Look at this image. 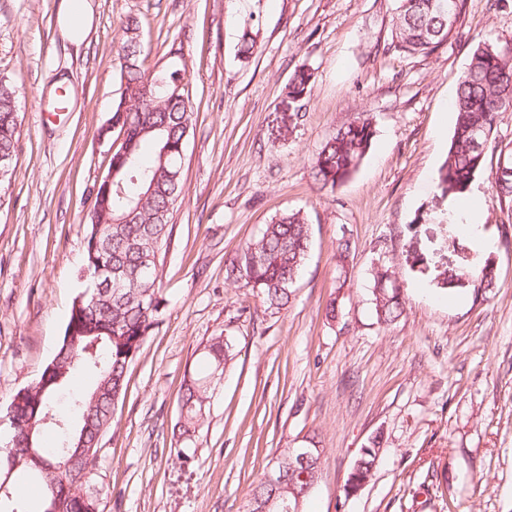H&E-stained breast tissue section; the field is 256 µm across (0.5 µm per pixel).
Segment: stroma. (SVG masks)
<instances>
[{"label":"stroma","instance_id":"1","mask_svg":"<svg viewBox=\"0 0 512 512\" xmlns=\"http://www.w3.org/2000/svg\"><path fill=\"white\" fill-rule=\"evenodd\" d=\"M430 56L385 52L397 0H88L92 21L63 30L64 0H0V80L17 90L16 157L0 182V435L7 406L34 385L64 333L85 254L88 212L114 136L119 38L140 25L143 67H179L197 112L183 195L159 268L160 323L133 359L98 450L99 512H246L279 451L314 440L319 479L305 512H512V206L487 171L471 184L494 248L495 288L444 289L473 262L465 233L426 221L449 212L436 188L459 81L478 43L512 41V0H462ZM257 33L241 61L244 21ZM308 104L288 95L298 66ZM66 87L69 109L54 111ZM369 115L374 145L358 172L319 191L311 160L343 123ZM300 210L312 244L290 306L265 310L226 268L275 215ZM351 282L337 289L336 242ZM393 267L405 312H372L374 267ZM337 297L342 314L326 317ZM233 358L188 440L172 430L185 375L214 336ZM381 437L370 482L345 484Z\"/></svg>","mask_w":512,"mask_h":512}]
</instances>
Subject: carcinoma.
I'll use <instances>...</instances> for the list:
<instances>
[{
  "instance_id": "obj_1",
  "label": "carcinoma",
  "mask_w": 512,
  "mask_h": 512,
  "mask_svg": "<svg viewBox=\"0 0 512 512\" xmlns=\"http://www.w3.org/2000/svg\"><path fill=\"white\" fill-rule=\"evenodd\" d=\"M393 20L392 39L386 51L403 56L429 55L448 40L452 18L459 11V0H398ZM256 40L250 22L242 26L238 56L249 60ZM120 51L121 92L113 110L112 122L123 136L112 154V191H97L86 236L85 262L81 268L89 289L102 286L93 278L99 260L108 261L118 271L120 284L99 298V309L89 307L90 297L79 292L74 298L62 340L53 357V373L70 376L82 369L93 376L88 391L72 398L69 409L56 407V396L63 384L52 381L42 391L27 395L18 391L11 399L14 417L36 424L34 448L23 443L0 451V474L22 472L38 481L43 496L49 484H62L66 455L63 447L43 445L49 435L61 436L64 428L74 438L85 433L89 448H98L102 428H110L116 404L125 395L131 354L140 350L158 326L163 298L158 266L170 242L174 203L182 195L181 171L187 135L196 123L197 112L186 90V72L167 69L156 73L159 83L152 99L144 96L148 72L141 61L138 21L130 19L122 28ZM310 70L295 69L289 95L306 99L311 94ZM456 120L447 155L437 177V188L444 196L460 197L474 178L484 170L488 151L498 152L491 185L502 200L512 204V145L496 140L497 121L512 112V42L487 43L476 47L457 88L454 101ZM15 89L0 81V177L7 176L16 155L18 128ZM375 128L372 120L358 115L340 126L321 147L312 161V173L321 189L333 192L351 177L368 155ZM141 205L138 220L122 222L129 207ZM153 244L148 249L146 245ZM311 246V227L301 211L285 212L265 225L261 234L249 242L227 268V278L250 288L266 309L280 311L290 303L292 285L299 275ZM351 242L341 237L336 243L337 289L347 286ZM496 274L491 258L479 259L462 268L450 284L477 289L495 286ZM372 305L376 320L389 325L404 312V301L395 270L380 265L373 271ZM208 368L189 377L180 398V414L173 435L187 439L201 425L220 362L232 360L231 344L214 336L205 346ZM63 423L42 425L45 417ZM380 441L373 439L355 460L350 472L354 479L366 480L377 466ZM10 498L0 500V512H26L25 496L15 479L8 481ZM273 489L259 480L252 488L248 512H256ZM95 500L78 495L65 499L64 512H90Z\"/></svg>"
}]
</instances>
